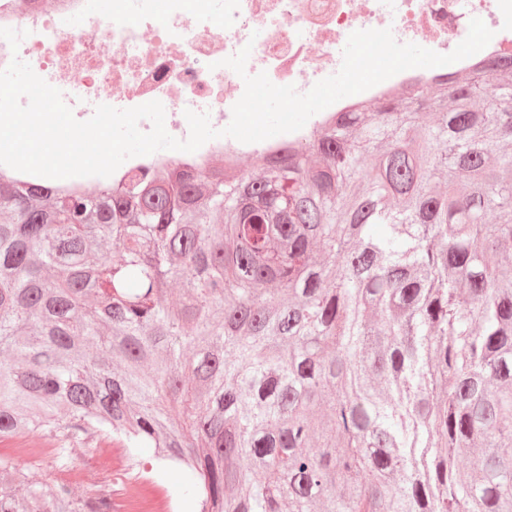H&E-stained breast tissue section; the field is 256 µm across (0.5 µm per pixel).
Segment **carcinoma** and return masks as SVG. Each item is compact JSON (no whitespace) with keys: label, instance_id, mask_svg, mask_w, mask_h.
<instances>
[{"label":"carcinoma","instance_id":"cac0c4a2","mask_svg":"<svg viewBox=\"0 0 512 512\" xmlns=\"http://www.w3.org/2000/svg\"><path fill=\"white\" fill-rule=\"evenodd\" d=\"M466 71L258 157L225 213L205 171L0 176V441L160 448L199 512H512V53ZM0 512L112 500L0 459Z\"/></svg>","mask_w":512,"mask_h":512}]
</instances>
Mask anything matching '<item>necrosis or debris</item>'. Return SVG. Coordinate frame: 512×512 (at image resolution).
Instances as JSON below:
<instances>
[{
  "label": "necrosis or debris",
  "mask_w": 512,
  "mask_h": 512,
  "mask_svg": "<svg viewBox=\"0 0 512 512\" xmlns=\"http://www.w3.org/2000/svg\"><path fill=\"white\" fill-rule=\"evenodd\" d=\"M477 17L494 33L486 47H512V0H112L103 16L90 0H55L53 10L17 12L0 0V27L25 31L18 48L0 39V69L12 58L59 89L77 120L97 105L127 109L157 100L173 137L189 136L185 110L208 113L213 128L226 127L244 82L223 59L243 48L248 74L267 73L277 85L304 93L336 74L349 35L391 29L401 43H420L447 54L461 42L462 21ZM434 73L400 72L334 104L349 112L397 88L432 82ZM272 141L242 143L215 138L192 153L164 150L124 161L106 184L148 176L163 167L202 170L211 158L261 155Z\"/></svg>",
  "instance_id": "obj_1"
}]
</instances>
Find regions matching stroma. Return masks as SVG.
<instances>
[{"instance_id": "obj_1", "label": "stroma", "mask_w": 512, "mask_h": 512, "mask_svg": "<svg viewBox=\"0 0 512 512\" xmlns=\"http://www.w3.org/2000/svg\"><path fill=\"white\" fill-rule=\"evenodd\" d=\"M0 458L13 461L43 486L69 485L82 495L90 484L144 502L162 504L166 512H197L196 500L186 494V476L169 467L152 448H126L119 440L102 439L92 452L80 447H56L37 433L0 442Z\"/></svg>"}]
</instances>
